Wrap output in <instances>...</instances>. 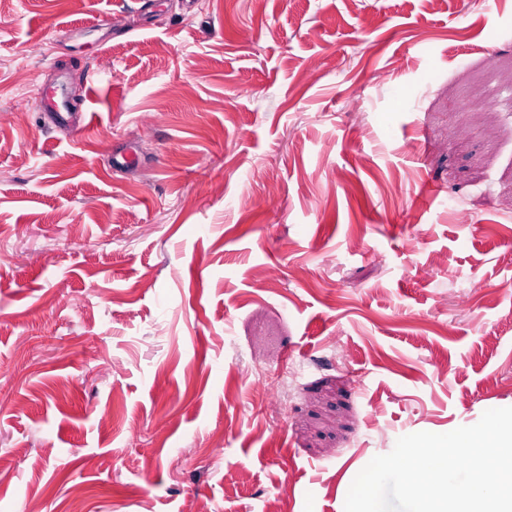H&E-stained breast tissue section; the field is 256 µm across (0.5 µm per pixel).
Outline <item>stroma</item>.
Here are the masks:
<instances>
[{"label": "stroma", "instance_id": "stroma-1", "mask_svg": "<svg viewBox=\"0 0 512 512\" xmlns=\"http://www.w3.org/2000/svg\"><path fill=\"white\" fill-rule=\"evenodd\" d=\"M0 251V512H344L512 407V0H0Z\"/></svg>", "mask_w": 512, "mask_h": 512}]
</instances>
